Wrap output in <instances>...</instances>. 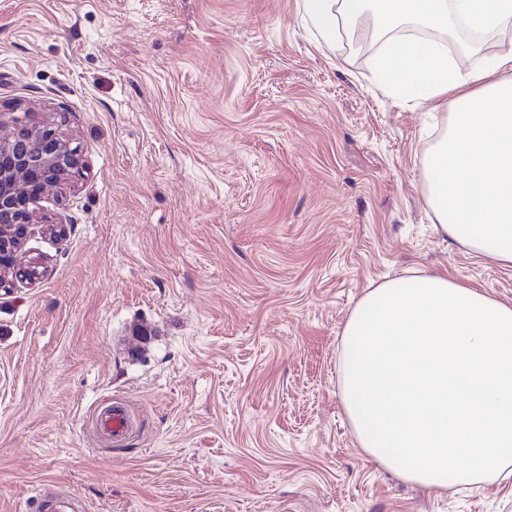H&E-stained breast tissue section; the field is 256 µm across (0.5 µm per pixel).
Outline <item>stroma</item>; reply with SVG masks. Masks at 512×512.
<instances>
[{"mask_svg": "<svg viewBox=\"0 0 512 512\" xmlns=\"http://www.w3.org/2000/svg\"><path fill=\"white\" fill-rule=\"evenodd\" d=\"M326 45L302 0H0V110L55 114L79 188L0 297V512L52 480L82 512H512L438 498L358 445L338 350L371 289L445 272L512 302V265L439 229L446 100L379 88L385 39ZM128 401L141 429L86 426Z\"/></svg>", "mask_w": 512, "mask_h": 512, "instance_id": "35a3bbf8", "label": "stroma"}]
</instances>
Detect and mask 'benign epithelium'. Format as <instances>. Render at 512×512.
Wrapping results in <instances>:
<instances>
[{
    "label": "benign epithelium",
    "instance_id": "7a95c632",
    "mask_svg": "<svg viewBox=\"0 0 512 512\" xmlns=\"http://www.w3.org/2000/svg\"><path fill=\"white\" fill-rule=\"evenodd\" d=\"M11 122V133L0 138V290L6 294L39 277L34 261L18 269L30 227L40 223L38 204L46 193L71 187L81 169L78 150L50 114L37 117L28 107Z\"/></svg>",
    "mask_w": 512,
    "mask_h": 512
}]
</instances>
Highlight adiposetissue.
I'll list each match as a JSON object with an SVG mask.
<instances>
[{
  "label": "adipose tissue",
  "mask_w": 512,
  "mask_h": 512,
  "mask_svg": "<svg viewBox=\"0 0 512 512\" xmlns=\"http://www.w3.org/2000/svg\"><path fill=\"white\" fill-rule=\"evenodd\" d=\"M324 41L367 16L389 31L414 22L442 34L456 20L512 28V0H304ZM377 77L400 95L452 96L434 146L428 204L440 230L512 264V47L476 71L449 65L440 43L389 39ZM341 398L360 447L435 494L512 479V303L445 273L369 291L346 323Z\"/></svg>",
  "instance_id": "obj_1"
}]
</instances>
